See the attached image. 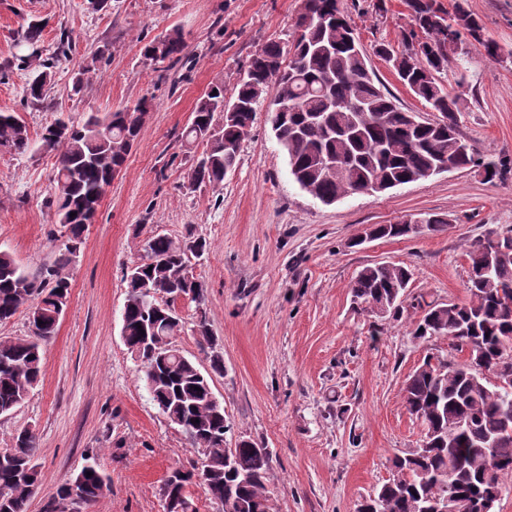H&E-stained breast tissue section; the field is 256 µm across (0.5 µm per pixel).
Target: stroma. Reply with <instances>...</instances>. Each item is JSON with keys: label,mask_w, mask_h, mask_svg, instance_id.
Listing matches in <instances>:
<instances>
[{"label": "stroma", "mask_w": 512, "mask_h": 512, "mask_svg": "<svg viewBox=\"0 0 512 512\" xmlns=\"http://www.w3.org/2000/svg\"><path fill=\"white\" fill-rule=\"evenodd\" d=\"M340 0L368 51V65L402 109L436 114L399 81L375 45L401 49L405 0ZM486 36L512 46V0H467ZM301 0H0V112H15L32 141L65 114L152 105L137 143L107 188L68 269L70 295L58 331L44 345L46 371L27 401L0 416V449L21 430L37 437L38 487L28 512H45L62 485L95 458L107 488L93 507L63 502L60 512H164L162 484L200 460L181 429L151 402L142 367L123 343L125 274L155 234L207 239L192 262L206 287L203 305L180 303L185 327L176 344L200 368L209 350L193 331L204 308L224 357L212 390L231 423L228 441L254 440L273 456L271 512H357L390 476L389 459L420 445L421 425L403 401L405 381L427 357L462 361L448 339H416L408 310L381 319L353 307L350 286L376 263L412 272L409 295L425 302L468 299L470 245L512 230V172L486 180L481 169L443 172L382 193H354L325 204L302 190L272 130L266 104L222 191L190 185L193 152L179 135L215 82L232 87L254 51L289 42ZM45 20L41 50L61 36L73 65L102 53L99 72L72 95L71 68L54 71L45 100H23L32 70L19 60L28 23ZM180 30L186 52L165 72L146 60L145 43ZM462 93L461 135L489 159H512V61L471 50L439 76ZM53 154L0 152V251L28 272L52 264L68 229L50 203ZM447 218L442 231L365 238L367 228L412 214Z\"/></svg>", "instance_id": "stroma-1"}]
</instances>
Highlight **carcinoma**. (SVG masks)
Segmentation results:
<instances>
[{"label":"carcinoma","instance_id":"obj_1","mask_svg":"<svg viewBox=\"0 0 512 512\" xmlns=\"http://www.w3.org/2000/svg\"><path fill=\"white\" fill-rule=\"evenodd\" d=\"M292 44L286 58L278 41H269L250 57L236 76L228 115L219 109L224 84L217 83L196 104L182 144L203 145L191 165L192 186L221 189L225 170L236 164L234 148L249 134L256 107L269 88L275 137L288 158L290 173L301 189L323 203L353 194L367 183L382 190L413 183L440 160L459 169L478 167L484 177L500 176L505 162L485 159L459 133L457 115L462 98L448 91L438 74L450 58H464L476 43L498 60L511 59L512 50L485 37L480 20L466 0H454L452 10L438 0H406L407 27L403 49L381 43L376 54L392 63L401 82L441 115L435 122L416 119L400 109L393 96L368 70L364 51L339 0H302ZM186 49L181 32L144 45L153 62L174 65ZM68 58L58 47L55 56L37 65L27 82L26 102L45 99L50 69ZM78 67L73 90L80 93L96 75V63ZM362 101L363 112L346 107ZM150 105L104 114L90 113L81 123L58 117L44 128L41 148L57 157L54 190L57 223L70 236L57 262L36 273L22 270L13 256L0 251V323L24 308L39 314L33 338L0 341V416L22 406L44 374L40 341L52 338L67 306L70 283L64 269L76 257L85 225L91 223L114 172L121 170L139 138ZM32 146L25 121L15 112H0V147L23 154ZM342 156L339 175L326 174L321 159ZM408 222L373 227L376 238L408 236ZM208 251L207 241L190 237L176 243L153 235L145 243L146 259L126 273L128 296L122 313V334L128 351L140 361L153 404L169 423L179 427L201 454V469L209 475L203 488L224 512H271L269 471L272 455L249 438L227 443L230 422L224 406L211 400L212 376L224 375V358L217 350L205 312L197 311L195 333L210 349V371L204 373L175 344L183 318L175 302L183 296L202 305L204 283L193 275L191 259ZM410 271L399 265L362 268L352 285L354 302L380 317L397 318L407 308H422L413 335L417 339L446 337L466 353L460 363L423 361L407 378L403 398L408 413L424 431V446L391 458V476L368 499L366 512H432L448 498L488 499L489 512L505 480L512 479V390L489 377L500 363L512 362V237L476 239L469 250L468 301L445 305L410 301L406 294ZM36 436L22 430L14 445L0 454V512H28L37 483ZM92 476H86V473ZM194 473L172 471L162 493L165 512H196L186 487ZM83 486L84 504H94L107 484L93 465L75 476Z\"/></svg>","mask_w":512,"mask_h":512}]
</instances>
